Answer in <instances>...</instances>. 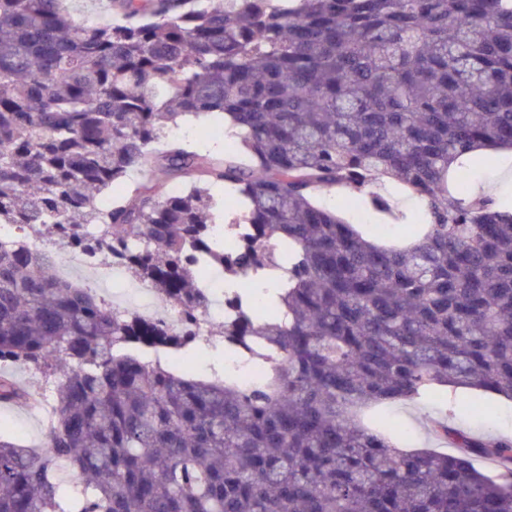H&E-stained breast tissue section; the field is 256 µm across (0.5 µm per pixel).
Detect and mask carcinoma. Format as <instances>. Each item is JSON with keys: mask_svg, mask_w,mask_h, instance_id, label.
I'll list each match as a JSON object with an SVG mask.
<instances>
[{"mask_svg": "<svg viewBox=\"0 0 512 512\" xmlns=\"http://www.w3.org/2000/svg\"><path fill=\"white\" fill-rule=\"evenodd\" d=\"M65 4L0 0V224L123 259L193 322L211 273L251 287L227 289L224 322L173 329L56 279L50 250L0 244V364L54 378L41 445L0 438V512H512V437L438 422L456 453L405 450L361 419L440 387L512 401V207L467 181L476 152L512 151V0H109L121 21L89 25ZM208 116L238 135L224 159L152 147ZM380 177L422 211L400 248L314 200L340 187L405 219L362 195ZM192 336L251 351L263 379L144 361ZM16 403L40 401L0 374Z\"/></svg>", "mask_w": 512, "mask_h": 512, "instance_id": "1", "label": "carcinoma"}]
</instances>
